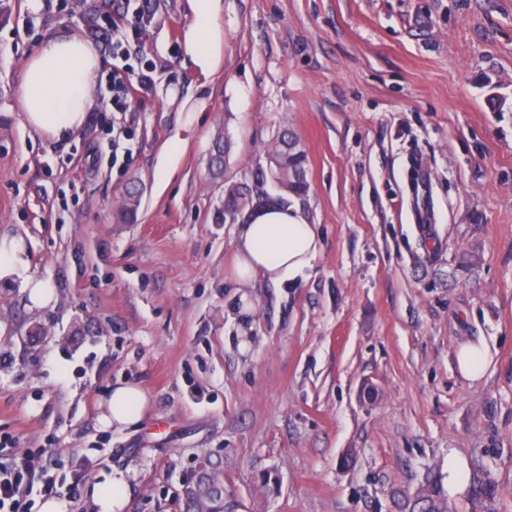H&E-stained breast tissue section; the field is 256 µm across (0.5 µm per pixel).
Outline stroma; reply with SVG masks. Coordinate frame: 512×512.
Masks as SVG:
<instances>
[{
  "label": "stroma",
  "mask_w": 512,
  "mask_h": 512,
  "mask_svg": "<svg viewBox=\"0 0 512 512\" xmlns=\"http://www.w3.org/2000/svg\"><path fill=\"white\" fill-rule=\"evenodd\" d=\"M152 7L136 59L157 84L117 115L112 0H0V235L25 247L0 276V463L51 461L62 512H95L116 470L124 512H183L204 460L240 512H395L392 492L446 474L455 451L471 486L495 487L451 493L458 512H512V0H224L214 80L182 51L185 0ZM71 34L102 74L85 128L56 143L25 127L18 87L41 39ZM116 121L132 136L123 167L107 153ZM285 129L309 191L264 189L301 205L319 250L305 280L244 292L237 227L213 214ZM219 130L231 150L215 181ZM29 277L50 305L31 306ZM467 344L490 348L481 380L458 370ZM119 383L147 411L106 428ZM268 469L278 491L255 500ZM25 290L28 291L30 302L36 307H43L53 301V291L46 281L29 279ZM128 500V481L122 471L112 472L104 483L96 484L92 501L96 512H121Z\"/></svg>",
  "instance_id": "stroma-1"
}]
</instances>
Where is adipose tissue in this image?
<instances>
[{
	"label": "adipose tissue",
	"instance_id": "ef3b65f1",
	"mask_svg": "<svg viewBox=\"0 0 512 512\" xmlns=\"http://www.w3.org/2000/svg\"><path fill=\"white\" fill-rule=\"evenodd\" d=\"M189 22L183 34L186 58L207 78L224 70V0H186ZM101 58L79 36L44 38L24 61L19 86L20 111L26 126L56 142L68 140L86 124L95 105ZM236 282L254 287L296 283L307 276L318 252L316 228L300 207L269 201L246 210L235 241ZM148 400L133 384L113 387L99 417L106 427L142 420Z\"/></svg>",
	"mask_w": 512,
	"mask_h": 512
}]
</instances>
